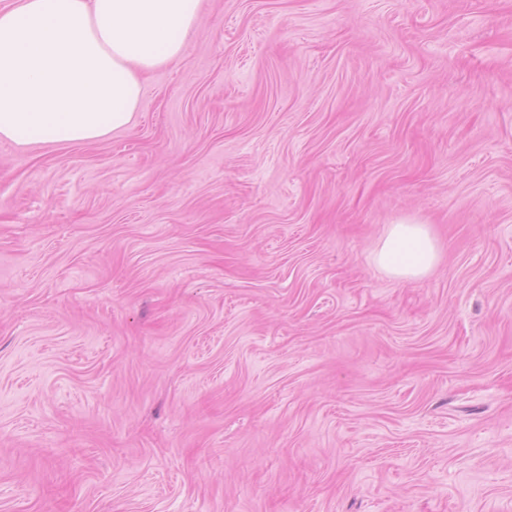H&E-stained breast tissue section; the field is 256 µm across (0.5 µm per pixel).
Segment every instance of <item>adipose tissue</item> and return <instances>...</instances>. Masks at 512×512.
<instances>
[{"mask_svg": "<svg viewBox=\"0 0 512 512\" xmlns=\"http://www.w3.org/2000/svg\"><path fill=\"white\" fill-rule=\"evenodd\" d=\"M201 0H17L0 10V137L90 143L128 128L145 75L184 53ZM439 260L428 225L400 221L373 252L399 280Z\"/></svg>", "mask_w": 512, "mask_h": 512, "instance_id": "obj_1", "label": "adipose tissue"}]
</instances>
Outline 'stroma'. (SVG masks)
<instances>
[{"instance_id":"obj_1","label":"stroma","mask_w":512,"mask_h":512,"mask_svg":"<svg viewBox=\"0 0 512 512\" xmlns=\"http://www.w3.org/2000/svg\"><path fill=\"white\" fill-rule=\"evenodd\" d=\"M0 512H512V0H201L0 139ZM438 260V245L428 225L409 221L389 224L385 236L373 252L375 265L399 280L427 275Z\"/></svg>"}]
</instances>
